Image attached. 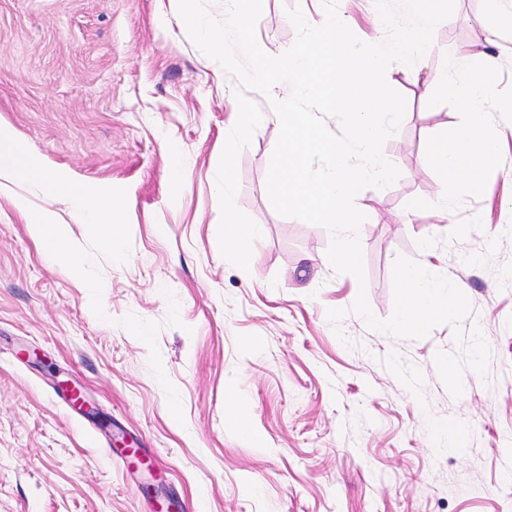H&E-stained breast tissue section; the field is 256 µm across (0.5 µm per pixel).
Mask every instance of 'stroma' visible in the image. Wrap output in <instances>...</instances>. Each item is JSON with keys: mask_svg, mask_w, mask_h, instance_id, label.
Segmentation results:
<instances>
[{"mask_svg": "<svg viewBox=\"0 0 512 512\" xmlns=\"http://www.w3.org/2000/svg\"><path fill=\"white\" fill-rule=\"evenodd\" d=\"M321 17V0H263L258 41L286 51V10ZM487 0H455L423 63H464L496 43L499 88L512 86V30L478 22ZM238 80L191 41L175 0H0V124L43 164L79 183L127 190L132 250L98 258L107 314L71 271L54 267L13 198L50 212L88 243L69 201L0 189V512H154L177 493L185 512H512V122L495 117L503 164L458 210H408L436 191L429 136L454 128L407 84V116L384 144L400 170L362 190L358 234L366 282L322 264L331 234L278 215L266 175L273 118L239 155L236 204L263 233L249 271L220 254L216 172L238 106ZM450 273L490 349L488 378L464 371L453 397L437 351L461 354L453 327L421 339L374 331L349 311L366 290L373 314L393 310L397 257ZM331 308L347 309L340 326ZM159 324L157 347L183 421L171 415L148 346L127 314ZM260 345H252V338ZM80 387L85 416L57 384ZM242 401L261 444L224 420Z\"/></svg>", "mask_w": 512, "mask_h": 512, "instance_id": "obj_1", "label": "stroma"}]
</instances>
